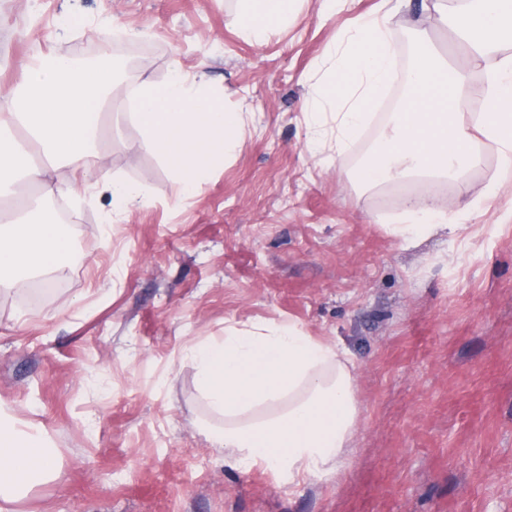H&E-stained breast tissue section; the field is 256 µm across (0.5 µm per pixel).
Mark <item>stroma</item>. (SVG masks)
Instances as JSON below:
<instances>
[{
  "label": "stroma",
  "mask_w": 512,
  "mask_h": 512,
  "mask_svg": "<svg viewBox=\"0 0 512 512\" xmlns=\"http://www.w3.org/2000/svg\"><path fill=\"white\" fill-rule=\"evenodd\" d=\"M239 0H0V83L33 57L125 69L105 126L116 179L149 202L101 228L109 194L69 216L68 272L40 300L0 292V403L46 434L62 482L33 485L15 512H512V181L495 145L463 188L360 186L351 171L401 100L391 88L349 152H308L302 106L325 79L337 31L384 0L345 11L303 0L257 43ZM397 65L427 28L445 58L465 46L424 0H396ZM204 74L243 112L234 151L187 199L139 146L130 90L174 67ZM463 192L478 207L453 239L410 247L391 234L405 198ZM294 324L340 339L355 363L360 416L346 474L297 485L226 465L200 424L216 423L186 347L225 326Z\"/></svg>",
  "instance_id": "obj_1"
}]
</instances>
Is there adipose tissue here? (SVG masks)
Masks as SVG:
<instances>
[{
    "instance_id": "1",
    "label": "adipose tissue",
    "mask_w": 512,
    "mask_h": 512,
    "mask_svg": "<svg viewBox=\"0 0 512 512\" xmlns=\"http://www.w3.org/2000/svg\"><path fill=\"white\" fill-rule=\"evenodd\" d=\"M300 0H242L239 26L254 42L287 26ZM430 11L449 15L452 27L471 45L461 60L447 62L424 48L417 62L393 73L395 40L384 14L359 16L336 43L330 79L305 108L310 153L320 150L321 103L335 109V144L345 152L368 118L370 105L399 77L407 94L391 113L371 157L352 178L371 186L384 180L419 177L461 181L482 162L481 142L497 146L512 161V55H500L512 39V0H466L449 8L430 0ZM484 74L487 109L471 112L467 100L475 71ZM115 73L106 65L75 68L66 57L42 55L25 67L21 86L0 87L10 111L0 113V200L12 210L0 223V289L18 291L32 277L63 276L67 236L51 213L34 212L36 200L70 194L85 200L105 189L114 222L129 208L147 204L144 185L113 179L99 150L101 116L112 105ZM132 115L140 146L159 154L174 173L181 197L192 196L211 172L213 158L238 142L244 115L225 109L202 76L173 70L161 85L137 86ZM93 173L94 181L74 185L52 181L47 166ZM37 188V197L24 186ZM460 198L415 197L392 231L404 242L461 226ZM199 389L223 424L203 430L226 463L249 470L262 467L296 485L310 475L340 473L357 433L355 364L340 342L295 325L225 327L221 337L192 344ZM42 432L18 431L0 406V503L12 504L45 478H60Z\"/></svg>"
}]
</instances>
